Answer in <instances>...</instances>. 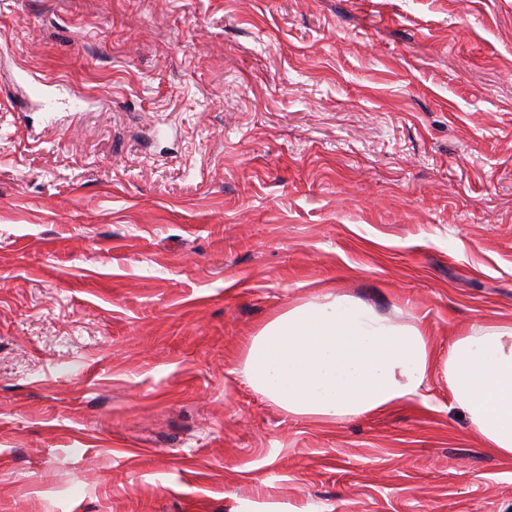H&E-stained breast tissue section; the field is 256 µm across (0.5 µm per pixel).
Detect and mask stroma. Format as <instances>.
Returning a JSON list of instances; mask_svg holds the SVG:
<instances>
[{
	"instance_id": "35a3bbf8",
	"label": "stroma",
	"mask_w": 512,
	"mask_h": 512,
	"mask_svg": "<svg viewBox=\"0 0 512 512\" xmlns=\"http://www.w3.org/2000/svg\"><path fill=\"white\" fill-rule=\"evenodd\" d=\"M327 293L512 323V0H0V512H512L438 374L243 382Z\"/></svg>"
}]
</instances>
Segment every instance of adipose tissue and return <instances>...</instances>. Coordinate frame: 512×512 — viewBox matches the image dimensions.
Masks as SVG:
<instances>
[{"mask_svg": "<svg viewBox=\"0 0 512 512\" xmlns=\"http://www.w3.org/2000/svg\"><path fill=\"white\" fill-rule=\"evenodd\" d=\"M434 370L483 447L512 458V324L474 327L436 362L416 325L328 293L266 323L252 336L241 373L288 415L328 422L426 402Z\"/></svg>", "mask_w": 512, "mask_h": 512, "instance_id": "1", "label": "adipose tissue"}]
</instances>
